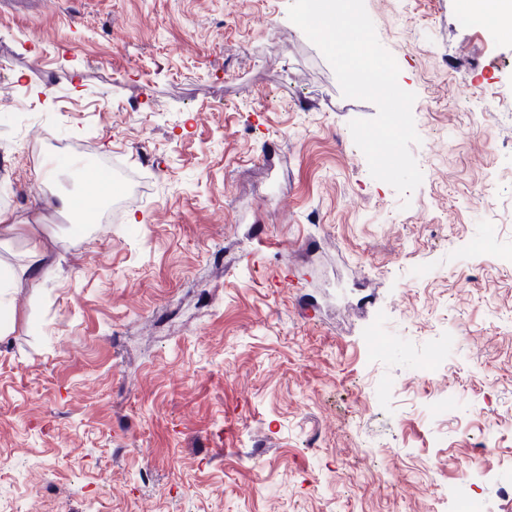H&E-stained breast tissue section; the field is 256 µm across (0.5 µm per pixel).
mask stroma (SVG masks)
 I'll use <instances>...</instances> for the list:
<instances>
[{"label": "stroma", "mask_w": 512, "mask_h": 512, "mask_svg": "<svg viewBox=\"0 0 512 512\" xmlns=\"http://www.w3.org/2000/svg\"><path fill=\"white\" fill-rule=\"evenodd\" d=\"M290 2L0 0V261L53 267L0 339L5 512H512V268L472 250L512 254V35L365 0L416 95L405 199ZM61 189L89 223L33 212Z\"/></svg>", "instance_id": "obj_1"}]
</instances>
